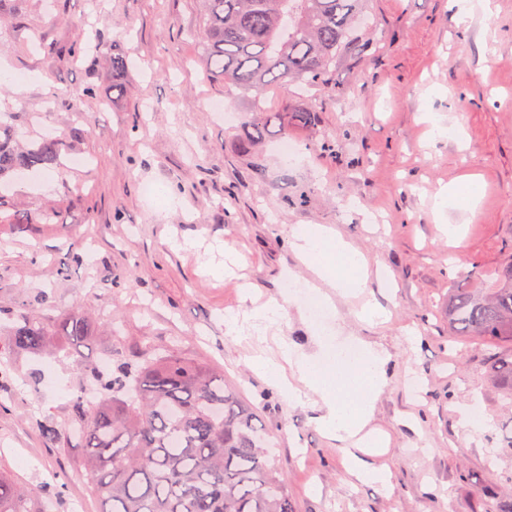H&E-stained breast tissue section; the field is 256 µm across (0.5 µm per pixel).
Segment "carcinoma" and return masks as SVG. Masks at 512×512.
<instances>
[{
  "instance_id": "obj_1",
  "label": "carcinoma",
  "mask_w": 512,
  "mask_h": 512,
  "mask_svg": "<svg viewBox=\"0 0 512 512\" xmlns=\"http://www.w3.org/2000/svg\"><path fill=\"white\" fill-rule=\"evenodd\" d=\"M202 38L209 77L260 95L296 79L329 84L336 60L356 40L363 0H202ZM128 62L112 57V92L122 94ZM273 117L255 107L247 139L262 136ZM67 144L53 135L23 143L0 122V187L26 170L55 163ZM30 223L0 192V224ZM0 329V341L39 352L52 337L78 344L91 335L78 311L62 316L21 312ZM448 323L459 332L512 343V256L448 295ZM495 381L512 396V351L490 357ZM89 376L101 393L93 407L73 399L72 422L86 448L85 472L101 512H295L288 482L269 453L255 412L224 389V376L173 355L119 360ZM62 445L66 429L41 425ZM29 487L0 474V512H30Z\"/></svg>"
}]
</instances>
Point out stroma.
<instances>
[{"instance_id":"obj_1","label":"stroma","mask_w":512,"mask_h":512,"mask_svg":"<svg viewBox=\"0 0 512 512\" xmlns=\"http://www.w3.org/2000/svg\"><path fill=\"white\" fill-rule=\"evenodd\" d=\"M372 30L336 66L328 86L289 83L261 97L226 90L204 71L200 0H0V58L34 75L24 92L0 84V121L29 138L69 137L68 158L52 165L54 189L9 194L51 224L15 232L0 226V308L22 309L42 292L51 312L82 311L93 326L69 355L0 345V470L38 489L56 476L64 489L34 499L37 512H99L89 485L68 484L86 454L78 438L48 447L43 422L65 423L73 388L104 354L170 353L224 374V387L251 407L269 434L295 512H512V398L490 377V346L448 323V291L460 272L490 270L512 252V0L457 29L448 0H369ZM90 32L84 56L48 55ZM129 62L126 92L112 94L110 61ZM95 96H87V88ZM224 103L223 119L205 106ZM269 112L311 109L292 127L297 160L278 135L245 142L252 104ZM448 128L441 136L437 127ZM481 177L475 209L465 200L438 212L437 193ZM170 196L146 197L144 184ZM321 224L369 258L367 286L334 295L326 319L292 300L278 340L318 349L319 330L386 349L387 383L374 424L388 447L360 450L387 482L350 476L316 424L321 400L288 401L253 372L254 344L224 334L226 312L279 297L287 274L313 279L289 245L293 227ZM454 225V245L445 231ZM91 251L73 266L71 234ZM241 278L218 276L225 249ZM389 314L361 321L366 302ZM482 410L465 427L459 406Z\"/></svg>"}]
</instances>
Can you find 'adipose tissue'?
<instances>
[{
	"label": "adipose tissue",
	"mask_w": 512,
	"mask_h": 512,
	"mask_svg": "<svg viewBox=\"0 0 512 512\" xmlns=\"http://www.w3.org/2000/svg\"><path fill=\"white\" fill-rule=\"evenodd\" d=\"M290 245L297 258L317 275V283L308 284L307 289L323 305L332 303L330 290L350 296L365 288V256L339 239L333 229L320 224L298 226L292 231ZM321 282L329 285V292L318 290ZM285 314L284 304L273 298L252 308L246 316L225 314V333L235 338L248 335L260 339L278 326ZM360 350V362H351L346 351L339 348L327 364L321 354L312 355L285 344L279 358L260 353L249 358L248 365L278 387L289 401L299 403L307 393L318 394L323 410L317 424L343 447L374 448L380 444L381 434L371 422L385 385L390 356L385 350L366 344Z\"/></svg>",
	"instance_id": "obj_1"
}]
</instances>
